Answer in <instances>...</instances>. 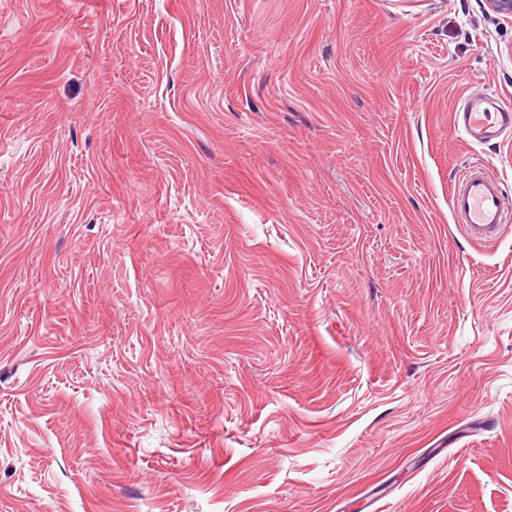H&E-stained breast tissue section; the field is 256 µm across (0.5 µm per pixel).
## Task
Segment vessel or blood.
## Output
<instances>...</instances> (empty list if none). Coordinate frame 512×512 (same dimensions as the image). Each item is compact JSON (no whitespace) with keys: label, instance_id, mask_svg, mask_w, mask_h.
<instances>
[{"label":"vessel or blood","instance_id":"b4317fda","mask_svg":"<svg viewBox=\"0 0 512 512\" xmlns=\"http://www.w3.org/2000/svg\"><path fill=\"white\" fill-rule=\"evenodd\" d=\"M452 122L469 144L486 145L512 132V105L496 94L476 92L465 98ZM503 198L501 181L475 165L453 187L449 207L455 223L468 236L491 241L512 231Z\"/></svg>","mask_w":512,"mask_h":512}]
</instances>
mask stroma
Listing matches in <instances>:
<instances>
[{"mask_svg": "<svg viewBox=\"0 0 512 512\" xmlns=\"http://www.w3.org/2000/svg\"><path fill=\"white\" fill-rule=\"evenodd\" d=\"M512 16L0 0V512H512ZM452 122L469 144L486 145L512 132V106L494 93H472ZM501 181L479 166L470 167L449 197L454 222L476 241L497 240L511 231Z\"/></svg>", "mask_w": 512, "mask_h": 512, "instance_id": "obj_1", "label": "stroma"}]
</instances>
